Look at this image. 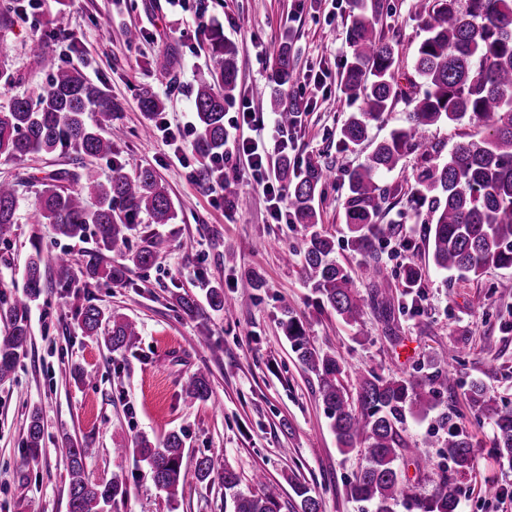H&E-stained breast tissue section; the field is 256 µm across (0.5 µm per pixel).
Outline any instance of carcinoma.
<instances>
[{
  "mask_svg": "<svg viewBox=\"0 0 512 512\" xmlns=\"http://www.w3.org/2000/svg\"><path fill=\"white\" fill-rule=\"evenodd\" d=\"M380 5L381 0H355L357 13L347 32L350 59L341 74V91L352 100H362V104L340 127V141L346 148L361 145L371 123L380 120L401 93L394 49L376 33ZM210 48L215 62L212 80H201L194 96V150L201 159L197 179L203 186L219 185L224 197L230 198L237 194V186L224 181L213 162L224 152L225 106L237 89L236 50L218 31L212 34ZM31 60L36 68L51 72V79L38 92L0 106V156L112 155L111 121L116 108L112 97L82 70L60 65L40 44L31 50ZM413 68L424 87L414 98L413 111L404 125L374 145L347 179V243L364 257V276L371 285L368 298L360 296L349 272L331 258L332 239L315 230V201L329 170L310 160L291 174L288 158L279 159V173L291 188L290 223L307 230L301 261L303 278L318 294L319 307L333 311L348 324L358 321L366 304L387 323L393 317L390 299L381 288L384 270L377 245L398 235L399 226L378 222L389 197L381 177L410 154L423 161L415 181L416 195L432 214L427 234L435 269L477 278L489 265L512 268V0H434ZM292 78V50L284 42L275 50V87L269 108L285 129L297 124L301 111V104L286 91ZM141 108L154 117L165 105L147 91ZM90 113L97 114L98 119L89 120ZM465 118L482 137L455 145L448 159L437 161V147L422 136V128ZM70 179L81 181L82 190L72 191L63 185ZM86 192L96 198L95 207L86 206ZM18 206L16 183L0 181V241L13 235ZM142 214L153 224H170L176 218L169 192L154 169L143 167L131 176L116 166L103 182L94 169L86 167L80 174L59 172L42 182L33 223L52 224L58 235L69 240L92 237L96 255L85 264L87 281L105 276L123 284L132 270L153 265L167 247V239L158 233L142 235L130 243V234ZM105 252L118 253V260L103 270L99 255ZM25 272V295L10 304L0 301V323L6 328L0 336V379L14 371L27 351L30 302L38 299L44 288L40 254L30 258ZM205 298L203 307L187 293L174 295L179 309L190 317L203 315L207 308L222 312L235 305L219 283L207 289ZM79 310L86 335L97 336L103 325L110 326L102 341L111 352L130 346L137 336L135 323L125 316L106 312L88 301L79 305ZM283 328L299 362L317 379L338 447L364 449L366 464L350 483V496L371 504L373 512H393L392 505L399 500L418 512H456L457 476L474 468L476 456L453 410L441 417L448 431L446 454L451 466L441 470L431 490L420 492L418 485L402 477L398 466L407 451L401 435L407 415L425 417L433 411L441 393L452 389L453 373L441 370L414 379L385 377L370 370L357 377L352 393L342 383L341 359L312 348L303 322L290 316ZM183 391L192 400H207L211 393L209 376L203 372L193 375ZM465 399L474 417L493 420L497 458L512 464V406L498 404L477 382L466 389ZM43 439L41 411L36 407L26 427L28 459L38 457ZM138 448L155 485L175 498L184 477V435L171 432L158 444L143 437ZM94 453L86 440L67 442L68 512H109L127 496V483L118 476L100 483L87 480L85 460ZM213 474L215 464L210 457L195 459L197 481L209 482ZM218 479L230 498L232 512H280L276 485L265 483L258 493H244L239 490V475L229 468L218 473ZM294 491L301 498V512H322L321 501L307 487L298 484Z\"/></svg>",
  "mask_w": 512,
  "mask_h": 512,
  "instance_id": "obj_1",
  "label": "carcinoma"
}]
</instances>
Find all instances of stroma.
<instances>
[{"mask_svg":"<svg viewBox=\"0 0 512 512\" xmlns=\"http://www.w3.org/2000/svg\"><path fill=\"white\" fill-rule=\"evenodd\" d=\"M23 0H0V65L16 78L0 89V104L45 86L48 75L33 69L29 48L43 42L60 64L81 68L102 85L120 106L112 119L121 134L114 140V159L92 165L101 179L120 162L127 174L149 166L166 185L176 218L159 227L141 219L140 231L159 232L168 249L149 268L130 273L125 284L107 279L87 286L82 270L92 239L67 240L50 224L30 221L41 182L59 171L78 172L68 154L22 160L0 157V180L17 181L20 206L16 233L0 242V299L23 295L24 268L41 251L44 288L30 310L31 336L15 372L0 380V512H68L66 438L91 441L96 453L86 461L92 481L126 480L129 494L112 512H226L224 490L201 483L192 461L206 455L216 467H228L242 478L243 491H256L254 475L281 488V512H300L294 484L307 486L322 501L324 512H372L353 500L347 487L365 460L360 449L337 447L315 376L298 362L282 326L286 316L304 321L316 349L340 356L343 381L354 387L357 373L375 370L385 376L422 377L442 366L455 369L458 390L483 383L498 403L512 405V294L497 284L506 272L488 269L482 276L437 271L427 258L426 226L430 216L414 193L421 162L413 155L382 180L391 195L382 223L401 227L400 239L381 247L383 286L394 317L383 322L364 308L349 325L330 312H318L315 295L301 276L299 261L284 262V249L301 251L304 229L277 224L261 183L241 167L235 198L222 190L201 188L188 165L173 158L174 147L161 132L144 136L148 119L139 100L149 88L165 101L158 123L176 128L195 121L193 89L213 68L206 38H193L196 11L211 19L236 48L238 89L224 121L250 106L271 120L274 47L289 41L296 76L288 92L305 110L283 141L294 168L314 159L333 168L335 176L316 202L318 228L335 242V256L349 272L360 295L368 283L361 276V257L347 244L343 201L347 173L364 162L366 150H344L340 127L355 111L342 93L340 78L350 49L346 30L352 0H185L170 14L166 0H53L50 9L28 23L19 15ZM377 17L378 36L389 42L403 76L413 74V58L423 39L427 0H383ZM67 39H59L58 27ZM141 32L128 41L126 32ZM171 53L175 66L155 61ZM318 74L304 85L305 73ZM72 259V279L60 283L54 259ZM423 271L414 289L404 273ZM223 284L236 297L234 312H208L206 320L182 313L173 296L189 293L204 299L207 288ZM83 295L104 310L136 321L139 335L128 349L108 351L99 337L85 335L74 301ZM85 372L74 382L71 367ZM209 372L208 400L189 401L182 388L197 371ZM40 408L44 444L37 460L25 458L23 439L29 410ZM455 408L472 435L477 453L474 470L462 476L459 512H512V466L499 463L490 419L475 418L464 399L440 400L439 411ZM185 436V478L175 499L158 489L133 446L139 436L162 440L170 432ZM402 437L410 455L399 461L408 481L430 491L435 469L443 465L446 431L435 415L408 418ZM431 460L432 472L417 474L415 456ZM28 490L17 495L18 477Z\"/></svg>","mask_w":512,"mask_h":512,"instance_id":"obj_1","label":"stroma"}]
</instances>
